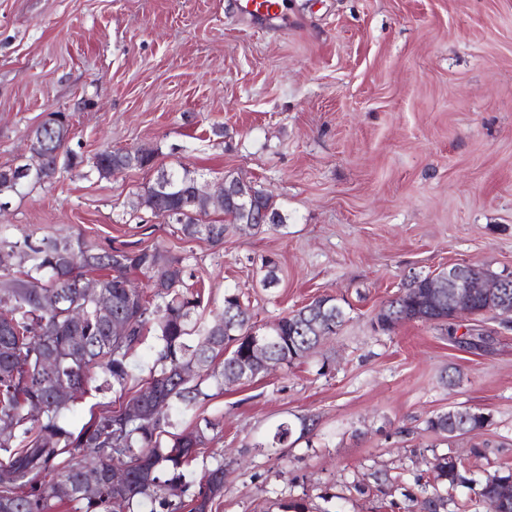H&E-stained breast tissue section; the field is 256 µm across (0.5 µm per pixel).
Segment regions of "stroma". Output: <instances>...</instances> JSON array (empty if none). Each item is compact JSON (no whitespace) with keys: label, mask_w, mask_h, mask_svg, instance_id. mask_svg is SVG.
Wrapping results in <instances>:
<instances>
[{"label":"stroma","mask_w":512,"mask_h":512,"mask_svg":"<svg viewBox=\"0 0 512 512\" xmlns=\"http://www.w3.org/2000/svg\"><path fill=\"white\" fill-rule=\"evenodd\" d=\"M290 24L239 0H0V168L48 113L68 115L84 160L12 197L0 239L82 236L102 249L188 258L201 322L232 289L263 327L322 295L347 317L312 356L209 386L219 422L187 477L224 465L212 512H408L434 457L466 481L447 512H486L472 485L512 471V327L492 315L374 329L413 278L456 264L512 274V0H286ZM153 147L155 166L99 178L106 149ZM233 174L272 197L285 227L184 239L135 208L159 168ZM280 284H260L263 259ZM91 379L66 421L111 405ZM455 406L481 430L428 427ZM198 417L175 430H194ZM309 433L282 448L280 423ZM387 474L384 490L371 475Z\"/></svg>","instance_id":"1"}]
</instances>
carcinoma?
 Returning <instances> with one entry per match:
<instances>
[{
    "label": "carcinoma",
    "instance_id": "carcinoma-1",
    "mask_svg": "<svg viewBox=\"0 0 512 512\" xmlns=\"http://www.w3.org/2000/svg\"><path fill=\"white\" fill-rule=\"evenodd\" d=\"M43 135L50 151L45 170L36 173L31 183L51 179L59 165L73 169L84 163L75 155L60 157L55 151L64 146L69 134L67 116L53 113V118L33 131ZM130 149L104 150L92 160L91 168L105 178L133 169L153 165L148 153L131 163ZM170 184L175 199L167 207L179 210L168 218L178 225L186 238L205 237L211 243H224L227 224H237L262 208H272L275 222L283 224L273 209L271 197L256 189L250 208L224 211L228 221L207 220L208 207L201 202L189 203L195 173L178 165L161 171ZM25 267L22 276L0 273V512H47L52 500L82 501L86 512H212L214 500L224 492V465L207 470L190 491L193 482L186 479L185 468L197 457V449L208 441L216 424L206 419L196 425L195 439L185 434H170L162 441L170 425V415L184 416L199 408L208 397L202 384L224 378L236 368L235 355H243L248 332L253 329L252 314L238 293L224 294V316L220 325H205L192 320L199 306V294L186 283L184 259L167 256V271L155 269L152 252L146 247L136 252L113 248L102 250L81 239L44 238L33 244L25 238L8 244ZM261 282L264 287L278 285V264L262 260ZM100 272L98 280L112 298V314L129 323L124 336H110L97 320L96 301L81 293L80 278ZM420 282L407 298L397 302L399 312L413 314L425 295ZM83 315V333L87 346L72 343L71 312ZM346 319V311L334 299L318 298L273 322L266 331L270 360L288 366L315 352L326 339L336 335ZM153 327L161 340L154 366L146 385L150 392H139L134 400L144 404L141 416L125 420L117 411L107 409L92 416L74 432L63 418L68 404L53 400L54 386L64 384L73 392L82 390L91 370L103 373L102 387L121 393L131 378L129 358L141 342L145 330ZM56 362L54 378L41 372L44 357ZM224 357L222 365L215 361ZM167 404V413L156 416L150 410L153 400ZM40 403L45 407L39 418L28 417V408ZM489 425L488 417L466 408H450L428 421V428L455 435ZM86 451L83 458L70 463L56 481H45L55 460L73 450ZM123 468L130 480L126 488L115 492L104 482V474ZM438 477L453 487L465 482L458 462L441 457L434 464ZM502 475L485 476L476 491L487 512H512V501H502L498 484ZM447 499L439 495L424 496L417 501L416 512H441Z\"/></svg>",
    "mask_w": 512,
    "mask_h": 512
}]
</instances>
